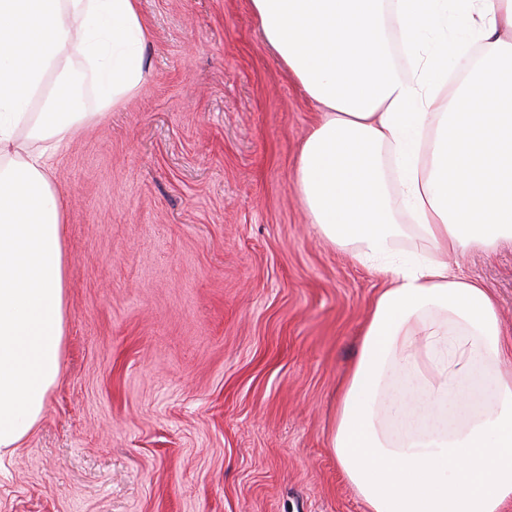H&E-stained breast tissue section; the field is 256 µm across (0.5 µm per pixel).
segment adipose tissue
Wrapping results in <instances>:
<instances>
[{"mask_svg": "<svg viewBox=\"0 0 512 512\" xmlns=\"http://www.w3.org/2000/svg\"><path fill=\"white\" fill-rule=\"evenodd\" d=\"M268 45L323 109L297 188L324 241L390 278L363 327L330 448L368 512H502L512 501V371L486 288L449 256L512 239V0H251ZM473 19L453 50L468 78L449 103L393 62L388 33L416 45ZM487 41L469 59L470 38ZM151 38L138 0H0V456L39 423L61 374L63 212L50 158L74 130L59 79L27 142L17 132L71 49L103 107L139 92ZM437 118L427 161L414 132ZM402 160L391 182L386 154ZM399 188L434 256L401 259Z\"/></svg>", "mask_w": 512, "mask_h": 512, "instance_id": "ef3b65f1", "label": "adipose tissue"}]
</instances>
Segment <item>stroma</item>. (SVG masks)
Masks as SVG:
<instances>
[{
  "label": "stroma",
  "instance_id": "1",
  "mask_svg": "<svg viewBox=\"0 0 512 512\" xmlns=\"http://www.w3.org/2000/svg\"><path fill=\"white\" fill-rule=\"evenodd\" d=\"M141 90L86 119L53 165L66 332L43 417L0 458V512H366L329 437L336 393L387 281L327 245L296 183L319 108L250 0H140ZM428 34L448 75L467 76ZM512 350V246L460 259Z\"/></svg>",
  "mask_w": 512,
  "mask_h": 512
}]
</instances>
